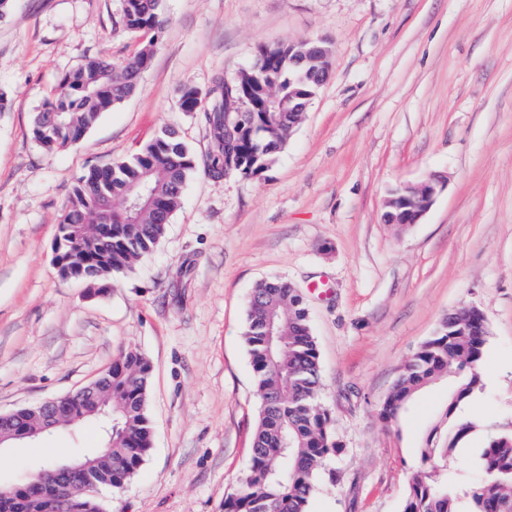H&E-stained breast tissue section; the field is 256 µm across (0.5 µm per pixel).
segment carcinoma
<instances>
[{
    "label": "carcinoma",
    "mask_w": 512,
    "mask_h": 512,
    "mask_svg": "<svg viewBox=\"0 0 512 512\" xmlns=\"http://www.w3.org/2000/svg\"><path fill=\"white\" fill-rule=\"evenodd\" d=\"M165 23L162 0H124L123 24L132 32H156ZM297 47L262 45L257 58L265 64L227 83L218 78L205 93L194 87L180 92L187 112L205 114L210 149L198 161L170 130L132 156L94 168L79 178L63 209L58 231L64 245L63 280L83 274L98 285L130 271L140 258L161 243L168 216L181 207L187 179L197 170L221 179L230 174L254 175L267 169L292 133L288 99L313 92L302 83L289 61ZM153 53L148 42L120 64L88 57L62 79L61 91L46 101L32 126L34 141L53 153L89 130L99 116L134 92L138 67ZM253 107L236 126L241 95ZM147 184L159 208L141 203L123 210L126 198ZM464 323L437 331L408 359L393 391L379 410L384 421L399 418L413 395L430 381L448 380V404L418 449L428 468L417 472L402 512H512V433L490 438L478 458L486 478L467 483L448 474L441 461L451 459L475 425L459 418V405L482 389V355L487 330L480 329L477 311L462 314ZM244 341L260 397L258 420L248 466L235 493L224 500V512H309V500L323 462L339 444L329 411L319 402V353L308 310L297 289L283 280L261 282L249 301ZM151 365L136 349L112 362V378L102 399L112 412V461L98 463L100 476L121 488L139 470L151 447L152 423L147 410ZM18 512H47L55 488L41 483L15 493ZM57 512H102L91 495L74 496Z\"/></svg>",
    "instance_id": "obj_1"
}]
</instances>
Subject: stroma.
Returning a JSON list of instances; mask_svg holds the SVG:
<instances>
[{
    "label": "stroma",
    "instance_id": "1",
    "mask_svg": "<svg viewBox=\"0 0 512 512\" xmlns=\"http://www.w3.org/2000/svg\"><path fill=\"white\" fill-rule=\"evenodd\" d=\"M124 0H10L0 15V412L77 390L122 351L150 360L153 442L106 512H222L245 471L259 399L243 340L262 281L300 288L320 356L319 399L340 448L309 512H402L448 401L437 381L402 417L380 405L407 359L460 303L484 314L483 388L457 414L475 430L448 461L477 482L488 437L512 432V0H164L155 36ZM326 41L330 72L271 165L195 173L159 247L101 296L60 280L53 243L81 175L170 129L197 158L210 139L179 92L252 66L258 46ZM152 43L132 97L49 155L34 117L85 58ZM447 185L419 223H385L389 192ZM104 445L101 420L0 450V482Z\"/></svg>",
    "mask_w": 512,
    "mask_h": 512
}]
</instances>
